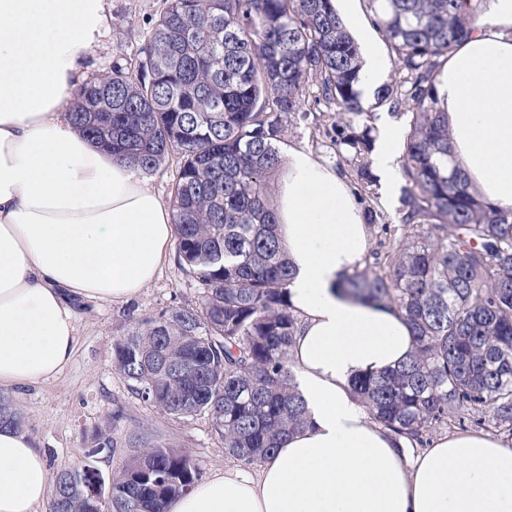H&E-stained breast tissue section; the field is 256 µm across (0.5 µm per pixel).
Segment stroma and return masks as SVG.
<instances>
[{
    "mask_svg": "<svg viewBox=\"0 0 512 512\" xmlns=\"http://www.w3.org/2000/svg\"><path fill=\"white\" fill-rule=\"evenodd\" d=\"M167 3L109 0L107 25L87 62L86 79L111 73L116 67L135 72L141 48ZM315 96V88H308L304 109L284 118L281 150L312 153L350 185L360 207L374 206L390 224H398L402 180H395L389 190L377 176L371 183H359L357 161L339 157L331 145L336 129H349V116L315 103ZM200 292L198 282L173 255L157 279L129 302L76 303L77 336L70 362L56 378L8 393L50 472L82 464L88 448L96 449L94 465L106 477L150 446L188 450L206 477L231 463L209 416L178 418L158 411L131 392L113 365L114 345L133 320L171 306L196 305Z\"/></svg>",
    "mask_w": 512,
    "mask_h": 512,
    "instance_id": "1",
    "label": "stroma"
}]
</instances>
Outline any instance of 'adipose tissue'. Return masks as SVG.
<instances>
[{"mask_svg":"<svg viewBox=\"0 0 512 512\" xmlns=\"http://www.w3.org/2000/svg\"><path fill=\"white\" fill-rule=\"evenodd\" d=\"M108 0H0V388L48 381L70 361L72 304L121 303L159 275L174 217L134 169L69 119ZM455 162L489 202L512 209V0H489L437 80ZM302 320L291 352L310 423L257 465L234 463L168 512H512V448L481 432L410 455L368 418L351 379L413 351L394 309L345 298L368 228L347 183L289 150L275 196ZM50 472L29 436L0 426V512H38Z\"/></svg>","mask_w":512,"mask_h":512,"instance_id":"1","label":"adipose tissue"}]
</instances>
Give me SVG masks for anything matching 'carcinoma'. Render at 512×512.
Returning <instances> with one entry per match:
<instances>
[{
  "mask_svg": "<svg viewBox=\"0 0 512 512\" xmlns=\"http://www.w3.org/2000/svg\"><path fill=\"white\" fill-rule=\"evenodd\" d=\"M395 72L375 93L402 134L400 224L375 209L371 226L395 240L345 275L342 292L397 310L414 352L401 367L363 372L352 395L395 443L424 445L448 423L512 438V210L473 187L451 154L438 106L440 59L473 32L484 0H363ZM362 61L332 0H169L138 76L121 69L82 85L70 112L83 137L145 174L182 154L173 190L177 254L202 286L200 305L144 317L115 343L113 364L132 393L177 416L206 414L238 461L258 464L308 423L291 350L301 320L288 302L293 266L271 204L282 120L316 101L356 118ZM370 151V129L336 132ZM182 367L185 376L171 370ZM0 423L23 427L6 398ZM87 463L57 476L53 512H167L202 478L192 456L144 449L105 479Z\"/></svg>",
  "mask_w": 512,
  "mask_h": 512,
  "instance_id": "1",
  "label": "carcinoma"
}]
</instances>
